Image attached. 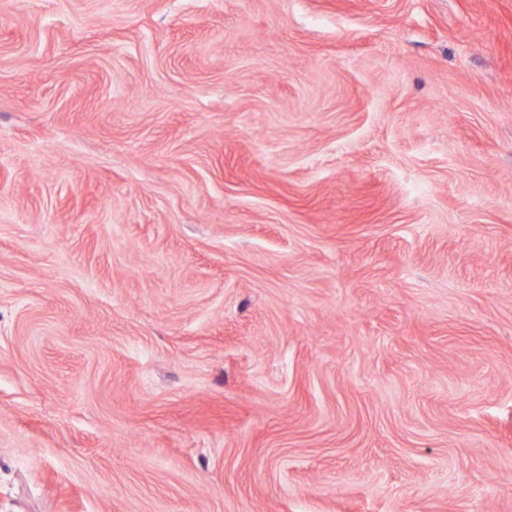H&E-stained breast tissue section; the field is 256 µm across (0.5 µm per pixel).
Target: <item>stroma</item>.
Returning a JSON list of instances; mask_svg holds the SVG:
<instances>
[{
    "mask_svg": "<svg viewBox=\"0 0 512 512\" xmlns=\"http://www.w3.org/2000/svg\"><path fill=\"white\" fill-rule=\"evenodd\" d=\"M0 512H512V0H0Z\"/></svg>",
    "mask_w": 512,
    "mask_h": 512,
    "instance_id": "35a3bbf8",
    "label": "stroma"
}]
</instances>
